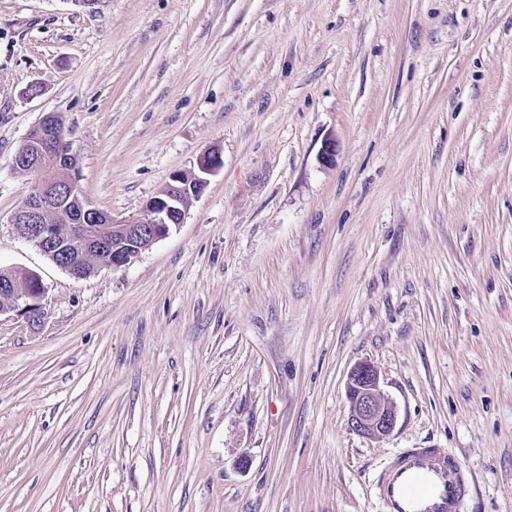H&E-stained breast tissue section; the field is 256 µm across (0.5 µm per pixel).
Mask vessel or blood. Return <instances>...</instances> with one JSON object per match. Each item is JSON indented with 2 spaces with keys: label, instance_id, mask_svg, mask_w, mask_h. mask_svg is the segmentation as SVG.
Segmentation results:
<instances>
[{
  "label": "vessel or blood",
  "instance_id": "1",
  "mask_svg": "<svg viewBox=\"0 0 512 512\" xmlns=\"http://www.w3.org/2000/svg\"><path fill=\"white\" fill-rule=\"evenodd\" d=\"M376 489L382 512H463L471 482L452 451L407 448L382 470Z\"/></svg>",
  "mask_w": 512,
  "mask_h": 512
}]
</instances>
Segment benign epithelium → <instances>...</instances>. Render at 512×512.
Returning <instances> with one entry per match:
<instances>
[{"mask_svg": "<svg viewBox=\"0 0 512 512\" xmlns=\"http://www.w3.org/2000/svg\"><path fill=\"white\" fill-rule=\"evenodd\" d=\"M35 149L29 153L19 152L14 156V167L37 174L34 190L10 218L15 233L38 248L75 279L86 276L82 264L83 253L109 250L111 266L120 268L129 264L140 253L138 242L153 244L166 237L172 228L184 222L187 207H177V194L192 185L204 191L208 177L217 173L223 164L219 149L215 148L198 162V173L192 183L183 181L182 174L172 175L170 184L161 196L147 201L140 217L117 219L97 208L89 207L79 220L71 225V235L60 240L49 231L45 223L47 213L55 204L78 188V155L72 143L51 123L37 127L33 138ZM112 225V233L120 236L124 249H117L112 240L98 230V225ZM44 289L17 293L11 302L13 307L31 323L44 317L42 297ZM347 397L350 403L348 425L350 429L371 439L388 436L395 428L397 410L380 389L379 373L368 363L355 365L348 374Z\"/></svg>", "mask_w": 512, "mask_h": 512, "instance_id": "obj_1", "label": "benign epithelium"}]
</instances>
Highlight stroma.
Here are the masks:
<instances>
[{
	"mask_svg": "<svg viewBox=\"0 0 512 512\" xmlns=\"http://www.w3.org/2000/svg\"><path fill=\"white\" fill-rule=\"evenodd\" d=\"M59 113L87 201L183 224L77 280L10 223ZM334 138L336 159L318 152ZM0 512H382L405 448L512 512V0H0ZM368 362L393 432H352ZM223 164V159L219 149H213L198 162V173L193 175L192 180L195 188L199 189L196 198H198L205 190L208 183V176L217 173ZM41 282L39 278L33 273H10L0 271V289L10 288L11 292H16L10 302L11 308H19L18 311L31 323L40 322L44 317V310L42 306V297L44 295V288H39ZM36 288L33 293L30 291ZM24 292V293H19ZM22 301L20 304L19 302Z\"/></svg>",
	"mask_w": 512,
	"mask_h": 512,
	"instance_id": "1",
	"label": "stroma"
}]
</instances>
